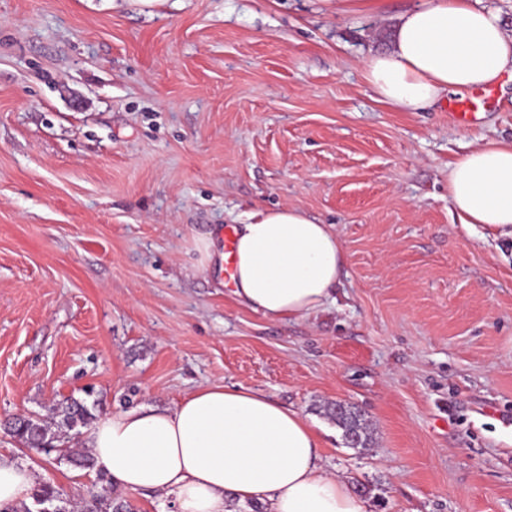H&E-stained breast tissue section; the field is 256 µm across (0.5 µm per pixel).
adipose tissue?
I'll return each mask as SVG.
<instances>
[{
    "mask_svg": "<svg viewBox=\"0 0 512 512\" xmlns=\"http://www.w3.org/2000/svg\"><path fill=\"white\" fill-rule=\"evenodd\" d=\"M364 67L378 101L421 112L512 76V34L474 0H421ZM448 199L465 228L512 237V142H486L454 162ZM235 259L237 302L273 321L333 301L346 264L332 225L294 206L250 214L235 230ZM85 445L117 487L171 496L177 512H237L246 503L264 512H367L365 499L324 470L313 422L241 385L105 414ZM36 480L29 466L0 457V505L28 500Z\"/></svg>",
    "mask_w": 512,
    "mask_h": 512,
    "instance_id": "adipose-tissue-1",
    "label": "adipose tissue"
}]
</instances>
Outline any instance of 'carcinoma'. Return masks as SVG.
<instances>
[{
  "label": "carcinoma",
  "mask_w": 512,
  "mask_h": 512,
  "mask_svg": "<svg viewBox=\"0 0 512 512\" xmlns=\"http://www.w3.org/2000/svg\"><path fill=\"white\" fill-rule=\"evenodd\" d=\"M100 403L76 398H65L58 401L51 409V417L46 420L39 416L17 417L8 423L9 432L22 442L28 449L46 456L51 455L43 448L50 446L57 453L56 461H66L84 470L96 468L94 457L89 452L73 453L59 447V443L78 438V427H84L101 417ZM326 415L342 430L347 445L367 447L371 442L368 424L362 414L345 406L332 404L327 407ZM43 507L48 512H75V507L67 503L60 491L48 482L37 484L31 493V503L5 507L0 512H35V508ZM81 512H130L129 504L110 495L95 494L82 499Z\"/></svg>",
  "instance_id": "obj_1"
}]
</instances>
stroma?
I'll list each match as a JSON object with an SVG mask.
<instances>
[{"label": "stroma", "mask_w": 512, "mask_h": 512, "mask_svg": "<svg viewBox=\"0 0 512 512\" xmlns=\"http://www.w3.org/2000/svg\"><path fill=\"white\" fill-rule=\"evenodd\" d=\"M414 4L0 0V421L242 385L315 422L368 512H512V237L448 200L450 164L512 140V81L466 127L377 102L364 61ZM286 205L347 264L334 304L271 321L194 242ZM0 455L111 491L1 431ZM326 415L342 430L347 445L364 448L370 444L367 421L358 411L348 406L340 408L336 403L327 407Z\"/></svg>", "instance_id": "obj_1"}]
</instances>
